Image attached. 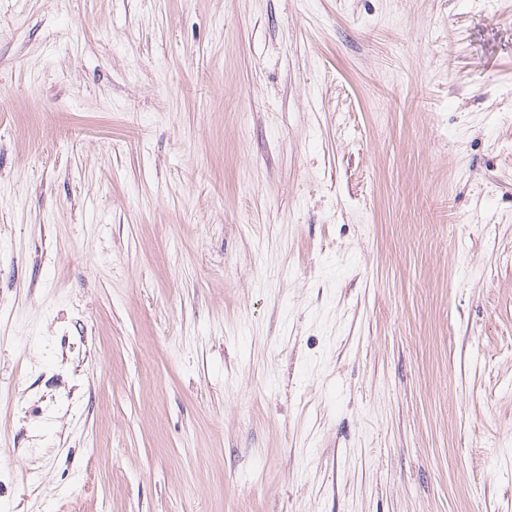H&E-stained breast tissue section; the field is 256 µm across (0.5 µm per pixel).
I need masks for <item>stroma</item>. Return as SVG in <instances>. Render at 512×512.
<instances>
[{
	"mask_svg": "<svg viewBox=\"0 0 512 512\" xmlns=\"http://www.w3.org/2000/svg\"><path fill=\"white\" fill-rule=\"evenodd\" d=\"M0 512H512V0H0Z\"/></svg>",
	"mask_w": 512,
	"mask_h": 512,
	"instance_id": "stroma-1",
	"label": "stroma"
}]
</instances>
